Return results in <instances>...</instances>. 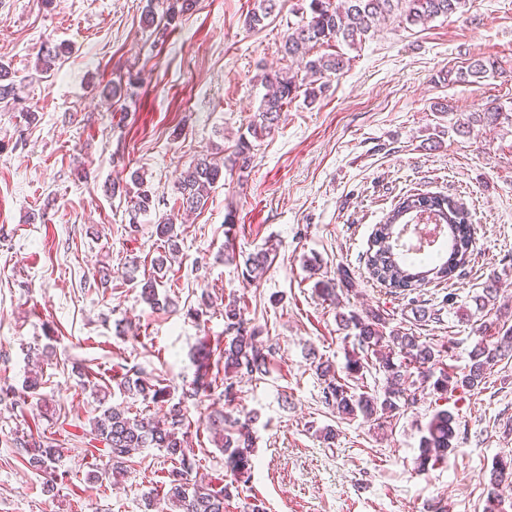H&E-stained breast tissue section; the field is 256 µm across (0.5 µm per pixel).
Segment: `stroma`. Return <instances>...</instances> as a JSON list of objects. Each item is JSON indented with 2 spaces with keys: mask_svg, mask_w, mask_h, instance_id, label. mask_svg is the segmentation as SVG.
Returning <instances> with one entry per match:
<instances>
[{
  "mask_svg": "<svg viewBox=\"0 0 512 512\" xmlns=\"http://www.w3.org/2000/svg\"><path fill=\"white\" fill-rule=\"evenodd\" d=\"M255 4L195 0L184 12L179 0H0V63L21 98L0 109V388L21 389L30 345L52 346L37 398L21 409L0 402V512H142L171 463L147 448L124 475L89 480L96 459L79 445L97 414L95 392L161 415L118 382L138 370L166 379L178 400L195 377L196 351L223 346L233 300L262 331L268 372L236 379L232 400L203 394L187 404L200 471L216 482L226 470L209 416L253 421V478L232 490L227 512H251L257 499L265 512H427L437 500L447 512H484L493 460L512 452V358L483 389L443 398L427 387L413 407L377 421L327 408L313 361H332L341 375L357 355L341 313L373 310L387 329L452 343L448 363L459 370L482 337L512 325V0H469L424 26L386 21L354 49L337 43L350 63L325 95L293 100L275 131L254 140L246 172L225 171L206 206L178 225L180 253L158 288L176 308L156 309L128 276L130 258L154 273L165 251L155 223L173 210L181 172L217 148L232 156L266 92L264 69L289 66L278 47L304 0H280L259 30L244 23ZM59 44L66 54L50 72L37 70L40 48ZM476 59L493 64L494 76L440 81L441 71ZM491 107L503 119L450 131ZM134 172L144 185L130 183ZM116 178L127 193H113ZM141 188L153 204L133 232ZM416 190L454 197L475 227L474 262L420 293L439 309L436 323L420 320L410 296L373 282L364 263L376 225ZM269 242L278 250L266 271L246 279L248 256ZM104 266L105 284L96 275ZM342 267L351 287L325 299L317 282ZM493 280L496 305L477 308ZM205 292L212 307L190 317ZM442 409L459 418L456 450L417 470L422 430ZM326 426L337 430L335 444L322 440ZM23 434L73 445L57 495L44 493L43 474L14 448Z\"/></svg>",
  "mask_w": 512,
  "mask_h": 512,
  "instance_id": "1",
  "label": "stroma"
}]
</instances>
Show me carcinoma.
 <instances>
[{"label":"carcinoma","instance_id":"carcinoma-1","mask_svg":"<svg viewBox=\"0 0 512 512\" xmlns=\"http://www.w3.org/2000/svg\"><path fill=\"white\" fill-rule=\"evenodd\" d=\"M279 0H258V6L245 17V24L255 30L264 26L278 8ZM468 0H309L303 17L288 27L280 52L296 59L303 66L286 71L263 72L262 83L268 88L260 107L248 127L255 139L270 134L277 126L281 112L293 99L304 96L308 103L315 102L327 91L330 82L342 74L348 66V58L340 52L314 55L312 50L330 42H344L350 46L362 43L375 32L377 23L396 18L411 25H425L433 19L449 17L467 6ZM489 72L481 59H476L458 71L440 72L443 80L456 75V81L466 78H483ZM18 98L16 84L9 71L0 65V103L8 107ZM251 144L240 138L234 155L226 160L215 153L202 154L194 158L181 174L177 191L179 207L185 211L203 208L212 188L224 179L225 164L243 172L248 169ZM429 214L434 223L452 227L455 249L451 260L435 259L424 255L413 256L410 249L401 243L405 226L418 216ZM178 216L169 213L161 216L155 227L156 235L167 244L168 253L179 252V234L176 229ZM474 228L468 212L454 198L443 194L414 193L402 197L386 214L383 223L377 225L371 242L372 249L366 255L365 266L370 278L390 294L412 293L432 282H449L455 270L468 265L473 256ZM166 268V259L156 263V276L142 282L141 295L155 307H168V298H159L157 280ZM345 328L355 330L354 340L364 356L347 361L348 375L358 378L369 366L368 354L376 355V366L386 379L382 394H373L336 378L332 362L320 361L315 370L324 381V403L342 415L344 419L362 416L365 420L381 414L394 417L408 406L417 403V391L406 387L405 372L411 366L421 371L423 379L439 375L432 383L433 391L445 395L456 390L474 391L486 384L487 375L495 364L512 355V326L502 328L498 336L481 339L470 351V363L463 371L443 365L444 354L451 346L440 347L421 341L420 337L393 330L385 334V320L372 311L364 316L351 314L342 317ZM224 377L210 373L212 352L201 349L194 380L183 390L182 398L169 405L163 417H142L128 409L113 405H101L99 415L90 421V430L84 437L104 446L107 460L102 462L104 473H120L144 448H157L170 460L168 480L162 491L163 498L172 506V512H224V501L229 497V486L205 484L196 480L194 473L200 468L194 449L189 446L187 429L190 419L186 402L202 393L221 390L228 398L233 394V382L227 375L260 380L267 374L268 354L264 352L258 335L261 330L246 327L243 311L232 301L224 305ZM388 343L391 351L383 353L382 343ZM119 389L131 395H140L154 403L168 402L169 385L158 378L147 383L139 372L128 373L118 384ZM214 436L224 448V464L234 482L248 484L253 475V435L249 423L236 422L238 437L224 433V417L210 422ZM457 418L447 410L435 413L420 439L419 454L415 458L418 469L434 468L445 462L448 454L456 450ZM28 456L26 463L35 471L45 475L44 490L54 491L58 480L57 464L65 456L67 448L59 443L42 445L34 439L17 442ZM512 478V455L496 458L488 479L485 512H507L497 490Z\"/></svg>","mask_w":512,"mask_h":512}]
</instances>
